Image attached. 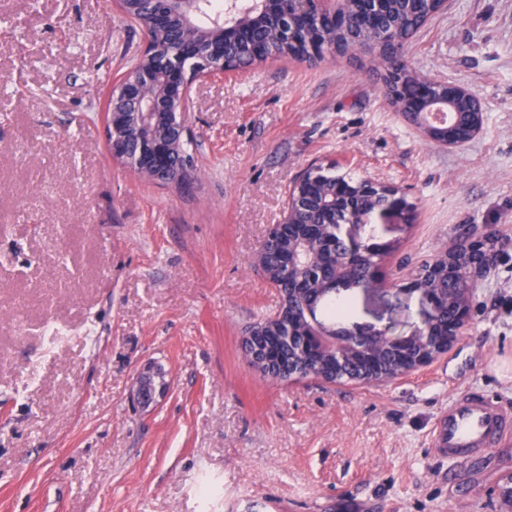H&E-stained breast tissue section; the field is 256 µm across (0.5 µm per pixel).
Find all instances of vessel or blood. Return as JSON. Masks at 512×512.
<instances>
[{
	"mask_svg": "<svg viewBox=\"0 0 512 512\" xmlns=\"http://www.w3.org/2000/svg\"><path fill=\"white\" fill-rule=\"evenodd\" d=\"M512 440V407L478 390L459 392L440 416L434 445L453 462L479 459Z\"/></svg>",
	"mask_w": 512,
	"mask_h": 512,
	"instance_id": "obj_1",
	"label": "vessel or blood"
}]
</instances>
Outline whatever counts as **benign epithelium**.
<instances>
[{
  "instance_id": "1",
  "label": "benign epithelium",
  "mask_w": 512,
  "mask_h": 512,
  "mask_svg": "<svg viewBox=\"0 0 512 512\" xmlns=\"http://www.w3.org/2000/svg\"><path fill=\"white\" fill-rule=\"evenodd\" d=\"M299 11L316 5L325 13H335L339 0H293ZM208 6L207 0H119L120 13L130 19L141 16L151 18L160 26L172 24L171 32L178 38L176 49L168 51L156 43L146 48L136 58L133 66L110 90L106 113V136L114 158L131 172L159 179L169 172L170 157L187 136L184 114L190 98L193 81L201 77L235 71L239 63L224 56V36L231 34L230 26L219 20L203 29L198 17ZM436 82L423 80L416 75L402 79L394 88L393 98L417 101V111L410 112V121L428 136L440 137L439 143L448 144V121L432 120L439 110ZM397 190L372 180L349 182L342 198L346 205L373 196L380 198L376 209L393 210L404 201L396 197ZM366 225L350 220L339 225L338 234L343 239L348 257L352 258L373 249L381 253L389 244L380 242L374 233L360 238ZM464 252L448 255V278L464 279L465 289L460 299L448 296V305L454 315L448 319L447 346H452L463 334L471 318L472 299L476 281L494 265L492 249L495 238L469 228L463 239ZM405 288L416 291L427 301L430 311L423 329L408 335L394 334L388 328L368 325L345 326L336 335L324 330L314 319H309L308 335L302 337L300 350L320 351L334 355L344 347L356 344L366 336L383 337L395 352L412 357L415 347L430 341L437 323L438 301L426 290L417 287L415 277L408 278ZM295 331L287 323L278 328L262 320L251 327L245 341L249 348L250 364L265 375L282 374V367L269 359L271 348L292 343ZM156 393L155 376L151 372L140 375L135 395L140 403L149 405Z\"/></svg>"
}]
</instances>
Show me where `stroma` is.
<instances>
[{
    "label": "stroma",
    "instance_id": "1",
    "mask_svg": "<svg viewBox=\"0 0 512 512\" xmlns=\"http://www.w3.org/2000/svg\"><path fill=\"white\" fill-rule=\"evenodd\" d=\"M145 44L116 0H0V512H512V444L471 464L433 445L459 391L512 406V0H447L402 49L478 99L468 141L425 138L368 61L269 60L194 83L182 185L106 139ZM313 164L406 203L371 217L393 251L379 286L341 291L350 322L421 327L404 282L466 227L501 238L430 365L332 384L248 364L279 304L252 259ZM149 368L164 389L143 407Z\"/></svg>",
    "mask_w": 512,
    "mask_h": 512
}]
</instances>
